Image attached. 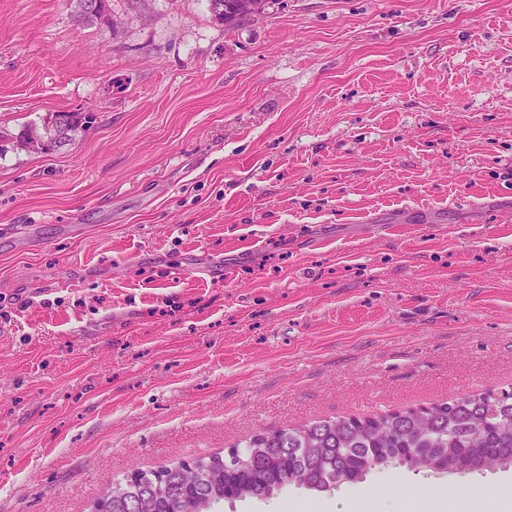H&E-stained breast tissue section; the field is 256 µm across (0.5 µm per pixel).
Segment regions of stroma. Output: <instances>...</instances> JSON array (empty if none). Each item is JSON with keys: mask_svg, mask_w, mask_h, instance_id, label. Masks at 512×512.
Returning a JSON list of instances; mask_svg holds the SVG:
<instances>
[{"mask_svg": "<svg viewBox=\"0 0 512 512\" xmlns=\"http://www.w3.org/2000/svg\"><path fill=\"white\" fill-rule=\"evenodd\" d=\"M0 0V512L310 419L512 387V0ZM512 512V469L223 512ZM76 22L80 25L112 27V0H77ZM240 0H209V9L212 20L230 30L240 23L264 12L265 0H253L251 8L246 9L237 2ZM93 115L90 112H57L55 115H47L42 120L41 128L46 129L47 139L36 151H51L66 145L73 140V136L81 128L91 124Z\"/></svg>", "mask_w": 512, "mask_h": 512, "instance_id": "35a3bbf8", "label": "stroma"}]
</instances>
